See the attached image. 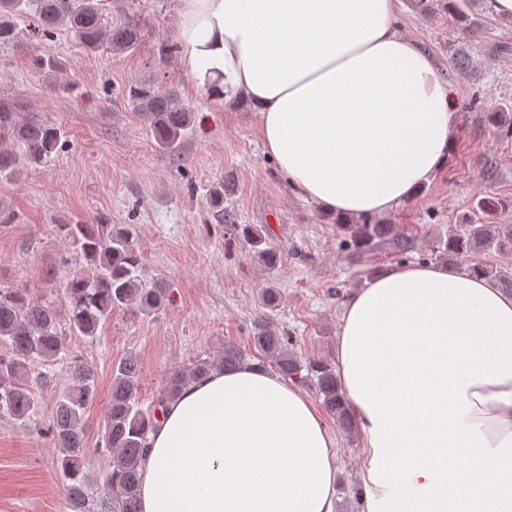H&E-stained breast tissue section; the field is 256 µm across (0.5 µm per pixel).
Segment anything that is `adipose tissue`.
<instances>
[{"mask_svg":"<svg viewBox=\"0 0 512 512\" xmlns=\"http://www.w3.org/2000/svg\"><path fill=\"white\" fill-rule=\"evenodd\" d=\"M181 2L183 73L252 102L298 196L386 213L446 163L452 95L398 31L400 0ZM335 366L371 512H512V294L432 264L378 271L345 306ZM149 443L140 512H334V435L270 369L189 384Z\"/></svg>","mask_w":512,"mask_h":512,"instance_id":"1","label":"adipose tissue"}]
</instances>
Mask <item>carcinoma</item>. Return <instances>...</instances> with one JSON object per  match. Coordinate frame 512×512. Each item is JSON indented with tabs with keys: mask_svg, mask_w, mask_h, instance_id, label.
Returning a JSON list of instances; mask_svg holds the SVG:
<instances>
[{
	"mask_svg": "<svg viewBox=\"0 0 512 512\" xmlns=\"http://www.w3.org/2000/svg\"><path fill=\"white\" fill-rule=\"evenodd\" d=\"M28 9L37 17V35L43 41L51 40L62 27L93 52L105 48L133 50L143 39L142 29L135 24L109 23L99 0H0V46L14 45L25 38L10 18ZM32 67L44 77L61 71L60 61L48 50L33 58ZM127 100L158 149L175 154L193 122L192 110L172 92L146 83L130 87ZM20 114L18 103L0 100V178L13 179L41 164L60 142L59 129L52 122L22 118ZM210 204L231 235L255 248L266 266L278 265L276 249L262 247V232L251 224L236 223V216L224 211V186L211 190ZM339 227L348 234L349 246L357 253H368L387 240L400 251L410 249L409 240L397 238L394 225L370 216L342 222ZM60 229L78 260L62 293L73 334L93 338L116 310L133 308L150 315L170 303V291L164 282L143 278L142 252L132 225L100 224L95 229L91 224L77 223L62 224ZM511 242V224H467L461 232L448 236L442 256L454 262L475 251ZM58 326L57 309L34 299L30 289L0 285V419L25 422L35 414L38 391L47 383V376L32 368V363L58 360L65 346ZM251 345L283 377L312 381L322 406L337 425L348 431L354 428L333 366L322 360L302 361L288 349L283 337L265 327L251 337ZM244 363L243 352L227 344L218 359L199 358L190 367L170 373L145 407L140 401V362L133 356L121 359L112 367L111 395L96 448L99 453L112 455V465L93 480L87 471L84 417L96 398V376L87 363L70 361L52 420L43 430L58 449L70 512H139L149 434L160 423L169 403L189 383L216 369L230 371Z\"/></svg>",
	"mask_w": 512,
	"mask_h": 512,
	"instance_id": "obj_1",
	"label": "carcinoma"
}]
</instances>
